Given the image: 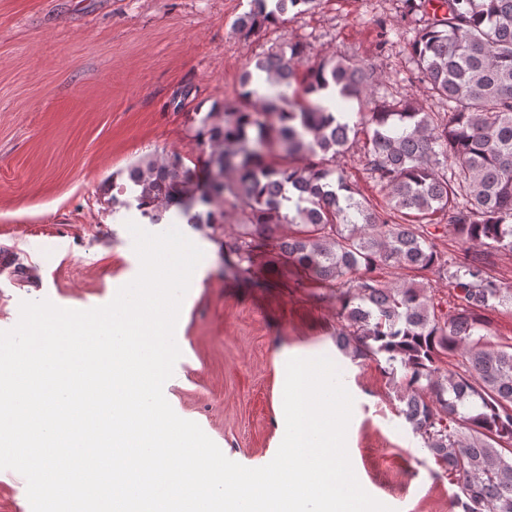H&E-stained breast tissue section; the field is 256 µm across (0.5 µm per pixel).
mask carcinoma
I'll use <instances>...</instances> for the list:
<instances>
[{
  "instance_id": "1",
  "label": "carcinoma",
  "mask_w": 512,
  "mask_h": 512,
  "mask_svg": "<svg viewBox=\"0 0 512 512\" xmlns=\"http://www.w3.org/2000/svg\"><path fill=\"white\" fill-rule=\"evenodd\" d=\"M317 2L249 0L236 25L251 33ZM402 3L414 22L410 62L444 111H426L411 94L383 96L366 110L374 68L334 56L306 65L305 48L290 44L249 60L238 95L197 120L194 137L211 147L204 173L178 152L145 156L127 169V182L112 184V205H129L118 198L129 191L151 224L174 207L187 223L215 230L233 200L242 224L224 241L225 261L246 272L269 248L334 289L336 346L392 378L402 369L399 415L457 478L452 506L512 512V345L487 346L483 317L512 305V289L477 258L438 250L430 231L450 227L512 252V0ZM262 77L272 92L254 88ZM332 91L357 102L356 115L331 109ZM358 143L386 191L382 212L358 198L337 165ZM285 224L296 232L274 236ZM381 266L442 275L448 310L422 286L382 284ZM456 356V369H441Z\"/></svg>"
}]
</instances>
